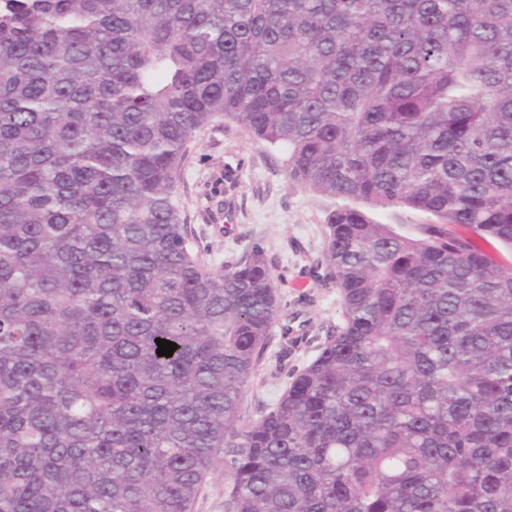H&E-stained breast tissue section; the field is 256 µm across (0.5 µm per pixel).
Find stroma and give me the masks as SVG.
Listing matches in <instances>:
<instances>
[{
	"label": "stroma",
	"mask_w": 512,
	"mask_h": 512,
	"mask_svg": "<svg viewBox=\"0 0 512 512\" xmlns=\"http://www.w3.org/2000/svg\"><path fill=\"white\" fill-rule=\"evenodd\" d=\"M286 157L284 148L221 120L197 134L177 179L181 217L206 264L219 269L259 247L277 277L281 312L241 401L246 422L276 400L343 320L339 292L326 277L324 236L339 201L292 182Z\"/></svg>",
	"instance_id": "35a3bbf8"
}]
</instances>
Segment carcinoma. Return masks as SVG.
Masks as SVG:
<instances>
[{"mask_svg":"<svg viewBox=\"0 0 512 512\" xmlns=\"http://www.w3.org/2000/svg\"><path fill=\"white\" fill-rule=\"evenodd\" d=\"M221 119L347 201L342 323L248 424L276 279L175 201ZM502 249L512 0H0V512H194L217 469L227 512H512ZM373 217L384 224H397L398 230L406 235H418V225L428 220L425 216L407 210L377 212Z\"/></svg>","mask_w":512,"mask_h":512,"instance_id":"carcinoma-1","label":"carcinoma"}]
</instances>
